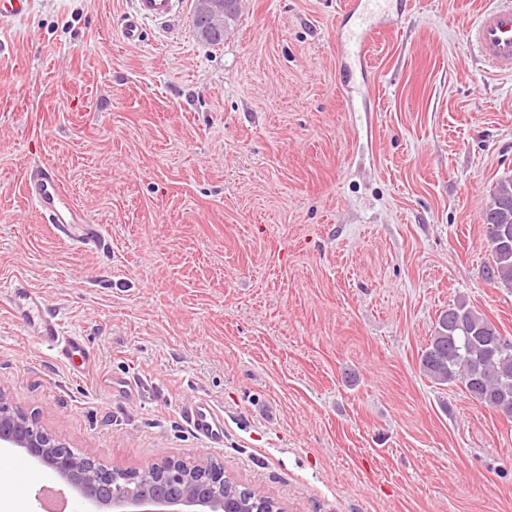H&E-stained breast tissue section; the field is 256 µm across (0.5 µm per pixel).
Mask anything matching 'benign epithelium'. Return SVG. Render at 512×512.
I'll return each instance as SVG.
<instances>
[{"instance_id":"1","label":"benign epithelium","mask_w":512,"mask_h":512,"mask_svg":"<svg viewBox=\"0 0 512 512\" xmlns=\"http://www.w3.org/2000/svg\"><path fill=\"white\" fill-rule=\"evenodd\" d=\"M0 447L23 451L95 512H224V467L212 459L186 464L168 458L120 474L76 454L15 410L0 392Z\"/></svg>"}]
</instances>
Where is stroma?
Here are the masks:
<instances>
[{"instance_id":"1","label":"stroma","mask_w":512,"mask_h":512,"mask_svg":"<svg viewBox=\"0 0 512 512\" xmlns=\"http://www.w3.org/2000/svg\"><path fill=\"white\" fill-rule=\"evenodd\" d=\"M345 2L239 0L217 46L194 0L136 46L131 0L0 17V392L108 468L210 457L284 512H512V419L420 369L457 301L512 336V289L482 274L512 176V75L466 36L488 0H407L350 62L355 112ZM44 167L97 241L41 221ZM16 280L86 374L10 319ZM199 397L223 447L186 424ZM7 456L0 512H42L53 477ZM185 420L192 432L205 440L209 447H223L224 411L208 399L200 397L194 400L185 411Z\"/></svg>"}]
</instances>
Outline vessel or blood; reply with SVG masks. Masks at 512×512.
I'll list each match as a JSON object with an SVG mask.
<instances>
[{"mask_svg": "<svg viewBox=\"0 0 512 512\" xmlns=\"http://www.w3.org/2000/svg\"><path fill=\"white\" fill-rule=\"evenodd\" d=\"M179 4L180 0H133V8L121 29L122 39L130 45L139 44L145 24L168 22ZM393 9V0H350L352 25L341 38L343 57L368 48L391 19ZM467 40L493 72L512 74V0H492L469 29ZM28 193L32 206L47 223L76 233L82 241L94 238V229L77 214L52 171L41 170L30 183ZM9 316L72 369H80L89 361L90 352L82 337L65 334L57 314L46 307L35 289L19 280L10 290ZM185 420L209 447H223L224 412L208 399L194 400L185 411Z\"/></svg>", "mask_w": 512, "mask_h": 512, "instance_id": "obj_1", "label": "vessel or blood"}]
</instances>
